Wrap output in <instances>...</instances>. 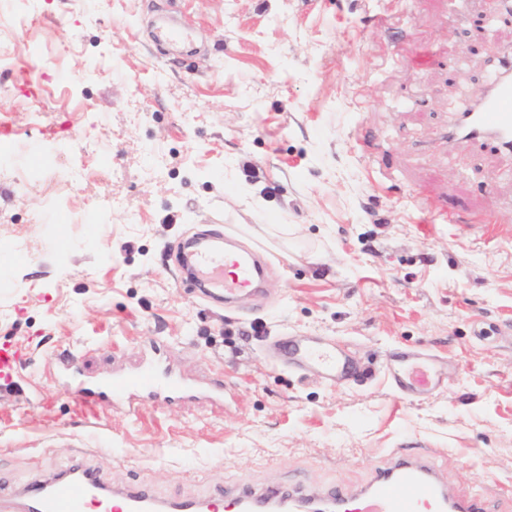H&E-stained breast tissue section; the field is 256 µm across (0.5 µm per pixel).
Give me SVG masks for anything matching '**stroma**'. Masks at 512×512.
<instances>
[{
    "instance_id": "1",
    "label": "stroma",
    "mask_w": 512,
    "mask_h": 512,
    "mask_svg": "<svg viewBox=\"0 0 512 512\" xmlns=\"http://www.w3.org/2000/svg\"><path fill=\"white\" fill-rule=\"evenodd\" d=\"M164 18L192 49L155 41ZM507 51L498 0H0V346L21 353L0 475L78 453L160 493L312 491L419 442L442 479L512 506V158L440 137ZM223 233L265 252L264 296L184 283L180 243ZM283 333L367 378L274 365ZM396 349L445 385L396 392ZM67 355L88 384L157 362L224 401H106L84 422Z\"/></svg>"
}]
</instances>
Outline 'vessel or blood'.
I'll return each mask as SVG.
<instances>
[{
    "label": "vessel or blood",
    "instance_id": "b4317fda",
    "mask_svg": "<svg viewBox=\"0 0 512 512\" xmlns=\"http://www.w3.org/2000/svg\"><path fill=\"white\" fill-rule=\"evenodd\" d=\"M449 142L492 143L512 154V54H506L487 87L484 98L453 114L448 123ZM188 277L206 296L233 301L262 291L264 257L250 251L223 253L208 249L191 250ZM279 357L299 368L316 372L329 382L348 376L352 364L345 352L311 338L276 343ZM389 381L399 392L429 393L441 383L438 371L411 351L392 353L387 364ZM195 384L184 377L153 366L131 372L113 373L101 386H77L70 398L83 416H96L102 400L125 405L136 399L187 396ZM389 467L377 469L366 486L354 489L344 483L329 484L321 498L328 512H487L482 497L454 492L437 473L436 451L420 448L391 451ZM290 493L279 489L256 490L242 487L235 492L210 489L194 498L173 488L165 496L135 486H114L87 465L73 458L52 476L36 472L19 489L0 482V512H278Z\"/></svg>",
    "mask_w": 512,
    "mask_h": 512
}]
</instances>
